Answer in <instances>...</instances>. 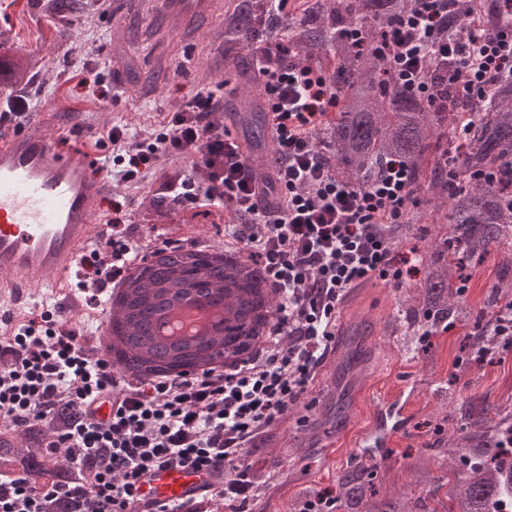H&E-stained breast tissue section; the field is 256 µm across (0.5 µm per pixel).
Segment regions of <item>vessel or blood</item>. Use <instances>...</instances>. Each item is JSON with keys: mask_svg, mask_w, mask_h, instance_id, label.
<instances>
[{"mask_svg": "<svg viewBox=\"0 0 512 512\" xmlns=\"http://www.w3.org/2000/svg\"><path fill=\"white\" fill-rule=\"evenodd\" d=\"M171 12L192 20L212 16L218 0H167ZM54 115L30 116L27 126L0 125V312L12 324L34 294L55 302L59 313L79 319L81 298L70 274L102 232L103 201L111 189L99 153L59 149L63 128L32 132ZM402 395L382 407L366 440L383 446L403 418ZM224 485L222 469L164 466L142 474L130 512H156L165 502L199 501Z\"/></svg>", "mask_w": 512, "mask_h": 512, "instance_id": "b4317fda", "label": "vessel or blood"}]
</instances>
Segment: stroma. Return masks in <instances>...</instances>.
<instances>
[{
    "mask_svg": "<svg viewBox=\"0 0 512 512\" xmlns=\"http://www.w3.org/2000/svg\"><path fill=\"white\" fill-rule=\"evenodd\" d=\"M26 2L17 0L8 8L7 28L19 44L42 47L39 66L46 79L37 89L39 109L69 124L71 133L61 139V151L88 139L111 152L108 133L113 124L158 126L168 109L201 86L220 96L235 79L232 63L220 54L223 15L203 20L190 33L163 0H107L99 17L78 26L67 39L55 35L47 18L24 13ZM89 63L115 90L112 100L100 98L98 84H85ZM145 85L151 90L147 98L140 95ZM146 194V183L138 180L113 182L110 193L121 202L137 238L151 232L150 225L138 221ZM408 293V284L393 287L376 280L350 292L339 325L366 324L368 359L351 374L340 367L322 372L318 384L275 425L266 456L272 481L248 512H293L302 490L336 489L343 465L371 456L402 478L417 463L426 464L433 476H445L438 449L448 432L440 422L458 399L483 395L512 410V351L501 362L473 363L459 371L467 352L464 337L472 330L468 323L437 333L428 351L407 349L403 332ZM407 385L416 395L403 425L380 451L370 452L364 437L374 414ZM340 398L348 405L341 416L334 410Z\"/></svg>",
    "mask_w": 512,
    "mask_h": 512,
    "instance_id": "obj_1",
    "label": "stroma"
}]
</instances>
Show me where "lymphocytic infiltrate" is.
<instances>
[{
	"label": "lymphocytic infiltrate",
	"instance_id": "lymphocytic-infiltrate-1",
	"mask_svg": "<svg viewBox=\"0 0 512 512\" xmlns=\"http://www.w3.org/2000/svg\"><path fill=\"white\" fill-rule=\"evenodd\" d=\"M413 2L375 39L355 29L347 38L389 56L396 78L439 111L448 91L483 100L501 75H512V0H497L506 26H474L454 40L441 33L450 0ZM255 58L275 133L267 182L203 89L169 113L162 134L116 126L110 140L123 180L149 179L150 194L185 209L236 215L224 242L265 268L276 295L268 336L222 373L155 384L114 374L52 311L1 332L0 422L51 425L45 450L60 466L50 477L22 462L0 469V512H127L141 474L186 464L222 466L223 488L160 512H246L269 478L260 457L268 431L313 384L351 289L374 279L397 286L408 275L409 259L387 233L419 203L407 163L389 160L364 186L337 176L315 145L339 105L334 87L288 42L256 47ZM104 240L83 262L81 287L97 303L102 284L120 278L144 247L117 213ZM103 393L112 396V415L99 420L89 407Z\"/></svg>",
	"mask_w": 512,
	"mask_h": 512
}]
</instances>
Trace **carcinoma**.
<instances>
[{"label":"carcinoma","instance_id":"obj_1","mask_svg":"<svg viewBox=\"0 0 512 512\" xmlns=\"http://www.w3.org/2000/svg\"><path fill=\"white\" fill-rule=\"evenodd\" d=\"M37 14L58 21L57 32L71 26L65 0H28ZM410 0H326L309 16L284 23L281 31L292 37L304 59L323 62L336 86L340 105L336 118L317 141L333 146L328 155L336 174L366 185L384 161L400 158L410 166L417 191L427 195L428 208H413L411 224H432L426 276L413 285L407 307L412 334L448 321L467 322L472 310L457 298L453 269L461 257L486 259L512 243V209L497 186L471 184L448 191L445 154L451 151L458 124L467 125L463 149L453 152L457 165L476 173L503 168L512 157V77L501 79L487 101L448 98L449 111L433 112L427 101L400 84L387 62L371 53H359L341 38L345 29H357L367 39L409 11ZM500 22L493 0H454L448 8L445 33L458 37L470 24L494 27ZM267 30L269 20L261 0H239L224 11V55L231 57L245 45L244 37ZM37 58L0 32V87L10 92L0 102L16 97L30 100L38 79ZM241 92L234 100L239 112L251 114L248 137L260 146L268 142L264 116V89L247 71L239 72ZM175 207L169 198L146 195L140 223L152 224L157 212ZM512 308V260L500 266L491 294L480 315L483 322L469 335L472 346L491 350L502 342L499 314ZM448 448L441 452L461 456L452 463L448 481L435 480L424 468L411 471L407 485L414 494L389 490L381 493L374 480L378 463L357 461L338 476L341 512H512V448H499L512 430V413L478 396L467 397L450 414Z\"/></svg>","mask_w":512,"mask_h":512}]
</instances>
